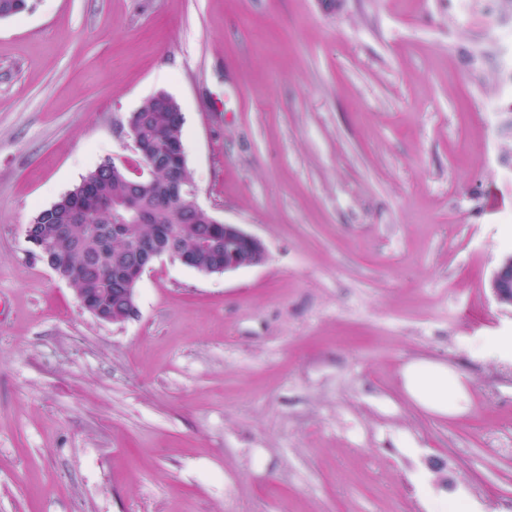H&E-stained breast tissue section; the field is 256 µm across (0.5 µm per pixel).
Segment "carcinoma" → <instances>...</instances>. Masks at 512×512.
Segmentation results:
<instances>
[{
	"label": "carcinoma",
	"mask_w": 512,
	"mask_h": 512,
	"mask_svg": "<svg viewBox=\"0 0 512 512\" xmlns=\"http://www.w3.org/2000/svg\"><path fill=\"white\" fill-rule=\"evenodd\" d=\"M32 8L31 0H0V19L20 16ZM138 139L159 154L183 145L182 113L174 111L173 97L159 92L136 111ZM113 162H101L81 181L82 199L72 192L39 210L29 224L35 238L44 239L62 259L57 274L87 301L86 310L100 308L113 323L125 321V302L117 267L131 266L137 254L112 246V226L121 225L123 235L137 237L157 233L163 243L191 254L200 267L224 261V225L198 210L190 200L178 197L172 172L160 166L150 180L134 188L112 174Z\"/></svg>",
	"instance_id": "obj_1"
}]
</instances>
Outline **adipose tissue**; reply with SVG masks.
Returning <instances> with one entry per match:
<instances>
[{
	"label": "adipose tissue",
	"instance_id": "obj_1",
	"mask_svg": "<svg viewBox=\"0 0 512 512\" xmlns=\"http://www.w3.org/2000/svg\"><path fill=\"white\" fill-rule=\"evenodd\" d=\"M405 395L424 411L439 417L468 412L470 384L467 375L455 367L427 360H414L402 370Z\"/></svg>",
	"mask_w": 512,
	"mask_h": 512
}]
</instances>
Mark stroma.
Segmentation results:
<instances>
[{
	"instance_id": "obj_1",
	"label": "stroma",
	"mask_w": 512,
	"mask_h": 512,
	"mask_svg": "<svg viewBox=\"0 0 512 512\" xmlns=\"http://www.w3.org/2000/svg\"><path fill=\"white\" fill-rule=\"evenodd\" d=\"M0 20V512H512V130L455 0H32ZM164 91L196 201L267 249L160 258L103 323L25 229ZM466 416L408 400L413 360ZM490 288L498 302L512 303V257H505L491 279ZM511 293V296H510ZM405 395L424 411L439 417L468 412L470 384L467 375L455 367L427 360H414L402 370Z\"/></svg>"
}]
</instances>
